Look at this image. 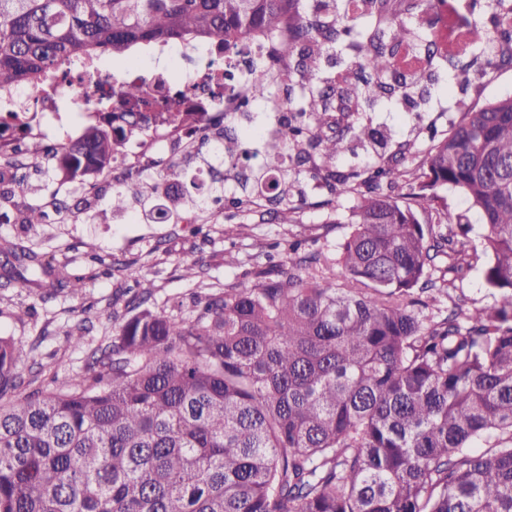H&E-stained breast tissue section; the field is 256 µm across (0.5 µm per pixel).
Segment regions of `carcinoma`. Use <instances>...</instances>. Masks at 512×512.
<instances>
[{"label":"carcinoma","mask_w":512,"mask_h":512,"mask_svg":"<svg viewBox=\"0 0 512 512\" xmlns=\"http://www.w3.org/2000/svg\"><path fill=\"white\" fill-rule=\"evenodd\" d=\"M364 2L348 16L347 0H0V84L44 86L141 45L189 39L230 54L253 31L276 38L294 67L251 76L255 100L289 112L264 140L267 205L284 223L295 212L287 154L295 177L354 200L332 249L301 256L295 244L288 267L211 290L186 317L153 306L139 271L123 266L140 291L112 312L110 343L51 389L4 400L34 380L23 373L32 349L0 336V512H512V96L461 113L425 147L404 141L372 166L336 167L345 134L387 140L341 125L336 109L422 100L436 80L426 66L398 92L386 82L397 47L429 40L417 19L431 0H403L394 23L388 0ZM484 11L471 47L494 41L512 63V0H484ZM335 46L352 52L342 87L320 67ZM274 82L285 98L269 97ZM144 85L121 87L129 111L90 112L79 136L52 149L35 140L24 156L50 154L83 183L124 161L134 138L208 122L176 101L141 111ZM17 120L0 114L1 141ZM19 162L0 156V187ZM236 181L230 201L242 211L249 178ZM450 191L478 226L449 223ZM157 194L129 170L110 205ZM14 222L47 224L46 206ZM479 252L493 306L428 311ZM0 253L1 287L21 281L41 300L82 289L22 245ZM440 262L453 278L433 279Z\"/></svg>","instance_id":"carcinoma-1"}]
</instances>
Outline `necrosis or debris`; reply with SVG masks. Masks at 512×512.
<instances>
[{
    "mask_svg": "<svg viewBox=\"0 0 512 512\" xmlns=\"http://www.w3.org/2000/svg\"><path fill=\"white\" fill-rule=\"evenodd\" d=\"M432 24L429 28L435 44L451 52L457 43L468 41L467 28L454 21L452 0H433L426 13ZM185 61L183 67L169 70L154 69L146 84V95L154 102L155 111H165L167 103L181 101L198 112L212 118L207 130H190L174 136L166 130L151 132L141 139L131 140L127 147L126 164L132 168L151 167L155 164L156 146L168 142L186 155H196L216 141V127L222 126L225 114L240 112L251 96L250 68L254 63H269L275 70L286 69V62L272 58L271 40L257 32L246 39L238 54L225 56L214 46L185 43L181 46ZM123 74L97 66L93 70L75 68L59 75L52 86L46 88L11 85L0 89V104L6 110L25 113L27 125L10 141L8 152H23L27 139L47 137L46 119L58 115L63 104L72 103L85 111H93V102L101 93H113L126 82Z\"/></svg>",
    "mask_w": 512,
    "mask_h": 512,
    "instance_id": "1",
    "label": "necrosis or debris"
}]
</instances>
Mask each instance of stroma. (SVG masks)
Returning <instances> with one entry per match:
<instances>
[{
	"label": "stroma",
	"instance_id": "35a3bbf8",
	"mask_svg": "<svg viewBox=\"0 0 512 512\" xmlns=\"http://www.w3.org/2000/svg\"><path fill=\"white\" fill-rule=\"evenodd\" d=\"M436 81L419 111H407L404 104L379 103L360 113L362 123L390 131L389 146L350 143L337 162L338 167L362 165L385 159L392 143L423 138L427 128L446 133L459 113L483 107L496 99L512 95V67L480 69L470 67L469 80L449 84L453 74L452 58L434 59ZM184 169V183L196 188L171 210L177 220L160 223L153 218L152 203L131 202L124 211H112V186L100 181L95 195H86L83 185L52 179L34 173L30 189L16 193L7 203L8 212H16L39 202L49 193L65 198L69 209L55 224H0V243H23L44 260L65 267L72 275L82 276L84 288L79 295H62L39 300L20 284L0 288V335L33 345L32 360L39 372L38 383L51 377L66 379L83 373L87 364L85 350L69 345L67 336L77 319L89 318L87 340L90 346L106 343L112 334V299L124 285L121 273L107 274L112 262L139 268L145 286L152 288L156 307L173 311L189 310L198 295L224 285H251L262 270L276 269L287 263L288 247L301 243L306 250H323L334 244L347 221L352 198L337 204L326 201L327 194L310 179H300L297 188L302 201L288 223L249 214L247 234L228 238L224 225L230 212L212 207L209 195L210 168L192 156H178ZM202 263L203 276L188 280L182 276L184 263ZM29 308L24 319H17L21 308Z\"/></svg>",
	"mask_w": 512,
	"mask_h": 512
}]
</instances>
